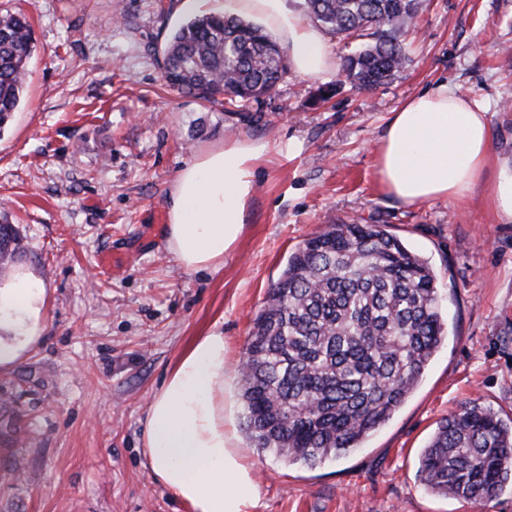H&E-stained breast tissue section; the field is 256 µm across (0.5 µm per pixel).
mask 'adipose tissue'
I'll return each instance as SVG.
<instances>
[{"instance_id":"adipose-tissue-1","label":"adipose tissue","mask_w":512,"mask_h":512,"mask_svg":"<svg viewBox=\"0 0 512 512\" xmlns=\"http://www.w3.org/2000/svg\"><path fill=\"white\" fill-rule=\"evenodd\" d=\"M236 14H258L273 24L305 76L333 68L318 27L288 7V0H230ZM263 142L229 141L203 151L179 171L168 199L165 236L187 272L214 270L238 242ZM490 163L485 109L442 84L393 112L376 154L383 193L406 204L460 201L483 180ZM229 364L224 335L198 337L153 396L141 442L154 479L191 512H256L259 490L251 466L232 448L224 420Z\"/></svg>"}]
</instances>
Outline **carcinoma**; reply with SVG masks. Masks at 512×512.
Listing matches in <instances>:
<instances>
[{
    "instance_id": "cac0c4a2",
    "label": "carcinoma",
    "mask_w": 512,
    "mask_h": 512,
    "mask_svg": "<svg viewBox=\"0 0 512 512\" xmlns=\"http://www.w3.org/2000/svg\"><path fill=\"white\" fill-rule=\"evenodd\" d=\"M425 0H304L346 40L372 39L341 69L363 89L405 62L401 33ZM34 52L21 12L0 13V128L18 109ZM288 50L240 16L205 14L162 50L168 86L227 111L271 93ZM21 256L0 219V279ZM445 324L428 262L381 224L334 223L306 239L253 319L240 377L243 425L254 447L314 467L360 447L402 406L439 348ZM432 492L481 505L512 486V425L468 403L444 419L419 458Z\"/></svg>"
}]
</instances>
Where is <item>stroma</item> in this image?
Returning <instances> with one entry per match:
<instances>
[{
  "instance_id": "35a3bbf8",
  "label": "stroma",
  "mask_w": 512,
  "mask_h": 512,
  "mask_svg": "<svg viewBox=\"0 0 512 512\" xmlns=\"http://www.w3.org/2000/svg\"><path fill=\"white\" fill-rule=\"evenodd\" d=\"M0 0L36 44L23 101L0 130V214L19 230L14 272L38 285L39 332L0 368L22 444L0 434V512H189L143 467L152 396L197 337L224 334L236 443L258 512H512V488L477 506L428 492L418 458L469 401L512 421V222L482 182L462 201L381 193L374 157L405 100L448 83L487 109L491 173L512 170V0H428L407 60L372 90L339 69L287 70L238 111L169 89L165 38L183 0ZM335 92L318 101V88ZM234 139L263 141L240 240L220 269L182 270L164 224L179 170ZM382 224L432 267L446 340L393 418L350 454L310 468L255 448L240 376L252 322L305 239Z\"/></svg>"
}]
</instances>
